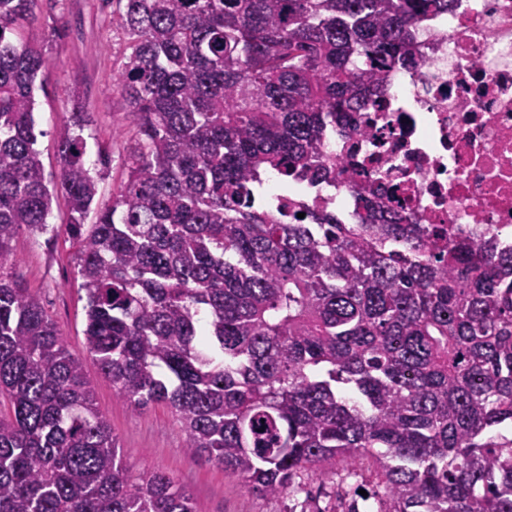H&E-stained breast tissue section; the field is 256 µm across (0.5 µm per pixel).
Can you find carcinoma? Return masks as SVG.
Listing matches in <instances>:
<instances>
[{
  "instance_id": "1",
  "label": "carcinoma",
  "mask_w": 512,
  "mask_h": 512,
  "mask_svg": "<svg viewBox=\"0 0 512 512\" xmlns=\"http://www.w3.org/2000/svg\"><path fill=\"white\" fill-rule=\"evenodd\" d=\"M117 2L136 135L112 203L81 113L58 144L84 347L116 395L167 405L187 454L252 492L372 458L385 494L347 512H512V247L413 224L374 191L360 224L251 199L268 174L335 178L327 132L416 64L419 23L454 0ZM35 5L0 0V269L20 229L55 231L34 119L46 51L14 39ZM0 397V512H196L168 473H128L80 360L8 273Z\"/></svg>"
}]
</instances>
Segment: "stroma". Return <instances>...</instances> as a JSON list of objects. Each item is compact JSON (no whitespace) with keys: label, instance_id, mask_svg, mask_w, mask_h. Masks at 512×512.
<instances>
[{"label":"stroma","instance_id":"obj_1","mask_svg":"<svg viewBox=\"0 0 512 512\" xmlns=\"http://www.w3.org/2000/svg\"><path fill=\"white\" fill-rule=\"evenodd\" d=\"M117 8L116 0L107 5L102 0H37L34 19L18 30L21 41L45 48L48 57L34 110L36 148L46 178L50 184L58 183V142L73 110H80L85 120L84 162L98 179V199L103 204L111 203L127 181L135 139L117 81L130 54L125 33L111 23ZM103 152L109 160L104 168L99 165ZM68 217L66 197L55 192L48 221L58 225V233L21 230L12 242L17 259L13 272L40 297L69 351L80 359L95 404L110 424L130 473L166 471L189 491L196 512H346L355 489H373L374 468L365 459L354 465L337 461L321 476L303 475L298 492L279 496L249 492L221 466L185 452L180 425L166 405L139 409L119 399L84 348L86 298L79 288L78 247L61 230Z\"/></svg>","mask_w":512,"mask_h":512}]
</instances>
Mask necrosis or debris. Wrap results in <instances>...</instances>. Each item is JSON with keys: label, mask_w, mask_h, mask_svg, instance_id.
Masks as SVG:
<instances>
[{"label": "necrosis or debris", "mask_w": 512, "mask_h": 512, "mask_svg": "<svg viewBox=\"0 0 512 512\" xmlns=\"http://www.w3.org/2000/svg\"><path fill=\"white\" fill-rule=\"evenodd\" d=\"M417 60L355 113L357 133L326 137L334 184L276 183L266 197L283 215L303 204L356 224L371 187L416 223L512 245V0H456L425 19Z\"/></svg>", "instance_id": "1"}]
</instances>
